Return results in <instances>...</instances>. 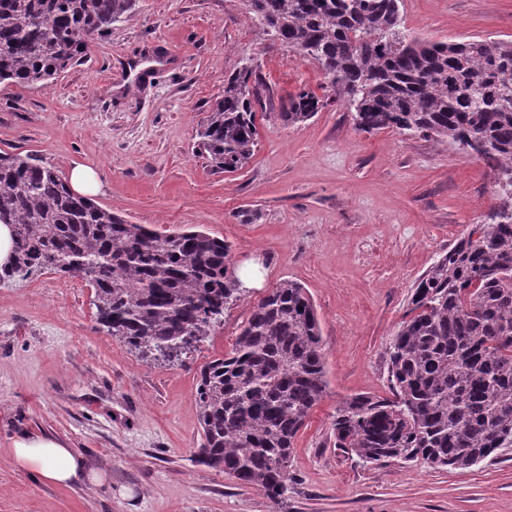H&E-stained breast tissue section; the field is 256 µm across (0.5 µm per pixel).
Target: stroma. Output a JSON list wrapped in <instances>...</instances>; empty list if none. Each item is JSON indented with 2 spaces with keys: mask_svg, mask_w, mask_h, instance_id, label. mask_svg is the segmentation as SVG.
I'll list each match as a JSON object with an SVG mask.
<instances>
[{
  "mask_svg": "<svg viewBox=\"0 0 512 512\" xmlns=\"http://www.w3.org/2000/svg\"><path fill=\"white\" fill-rule=\"evenodd\" d=\"M401 14L427 41L512 38V0H402ZM245 66L261 99L257 144L229 173L200 152L197 131ZM323 84L313 60L262 34L246 0H136L52 82L0 84V151L37 152L63 177L89 166L99 205L161 233L206 231L260 280L171 361L103 331L80 275L0 284V512H512V448L459 470L365 466L335 445L337 403L386 395L387 349L416 280L496 194L482 161L420 135L359 131L336 105L281 121L291 96ZM285 280L312 296L328 386L274 501L194 462L195 394L202 366ZM24 434L72 448L86 480L48 484L14 466Z\"/></svg>",
  "mask_w": 512,
  "mask_h": 512,
  "instance_id": "obj_1",
  "label": "stroma"
}]
</instances>
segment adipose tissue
<instances>
[{"label": "adipose tissue", "instance_id": "adipose-tissue-1", "mask_svg": "<svg viewBox=\"0 0 512 512\" xmlns=\"http://www.w3.org/2000/svg\"><path fill=\"white\" fill-rule=\"evenodd\" d=\"M13 458L17 467L36 471L49 483L66 484L83 475L80 458L55 439L19 437L14 441Z\"/></svg>", "mask_w": 512, "mask_h": 512}]
</instances>
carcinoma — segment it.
Instances as JSON below:
<instances>
[{
	"label": "carcinoma",
	"mask_w": 512,
	"mask_h": 512,
	"mask_svg": "<svg viewBox=\"0 0 512 512\" xmlns=\"http://www.w3.org/2000/svg\"><path fill=\"white\" fill-rule=\"evenodd\" d=\"M265 35L317 62L357 129H390L472 151L498 196L419 277L391 339L392 397L336 406V447L365 463L466 469L512 448V39L427 43L402 26L401 0H247ZM135 0H0V84L43 85L128 16ZM252 71L224 80L198 132L213 166L241 168L256 146ZM329 103L310 90L280 113L295 126ZM0 224L13 261L0 282L82 273L98 322L142 353L198 343L241 299L230 246L200 230L158 233L71 195L35 153L0 151ZM312 297L284 280L253 306L230 352L200 370L197 462L278 500L295 437L324 398Z\"/></svg>",
	"instance_id": "carcinoma-1"
}]
</instances>
